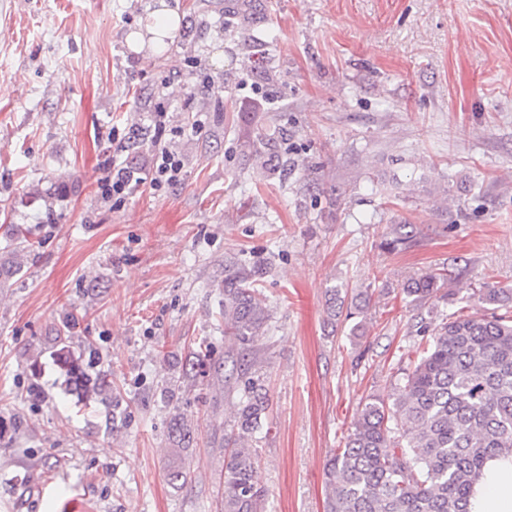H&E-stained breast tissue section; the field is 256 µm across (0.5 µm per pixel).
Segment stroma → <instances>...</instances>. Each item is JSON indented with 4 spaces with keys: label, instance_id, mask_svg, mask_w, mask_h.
I'll use <instances>...</instances> for the list:
<instances>
[{
    "label": "stroma",
    "instance_id": "1",
    "mask_svg": "<svg viewBox=\"0 0 512 512\" xmlns=\"http://www.w3.org/2000/svg\"><path fill=\"white\" fill-rule=\"evenodd\" d=\"M164 8L179 33L134 51ZM193 61L222 96L194 93ZM156 95L184 179L111 205L105 155L147 173ZM261 135L278 169L249 150ZM11 224L36 247L0 285V512H219L224 387L248 375L269 398L266 512H325V465L417 361L420 321L512 288V0H0V248ZM399 224L413 241L391 253ZM229 257L261 269L270 313L234 353ZM429 267L460 290L423 315L401 287ZM334 289L369 291L361 335L329 315ZM65 344L112 381L89 409Z\"/></svg>",
    "mask_w": 512,
    "mask_h": 512
}]
</instances>
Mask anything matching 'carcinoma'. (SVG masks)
Wrapping results in <instances>:
<instances>
[{"label": "carcinoma", "mask_w": 512, "mask_h": 512, "mask_svg": "<svg viewBox=\"0 0 512 512\" xmlns=\"http://www.w3.org/2000/svg\"><path fill=\"white\" fill-rule=\"evenodd\" d=\"M406 225L384 242L404 249ZM15 248L0 256V279L20 271V250L34 247L27 229H7ZM259 272L231 262L224 268V341L246 348L262 336L268 307L254 287ZM443 269L429 268L401 288L415 308L448 298ZM479 300L512 303V288L486 283ZM420 358L404 372L388 398L370 396L326 464V512H471L474 486L492 459L512 456V316H452L422 336ZM79 386L78 403L89 405L110 382L86 374L78 360L61 364ZM240 395L235 429L224 438V499L221 512H265V490L254 447L269 406L267 392L248 377ZM172 434L190 444L193 429L179 409Z\"/></svg>", "instance_id": "obj_1"}]
</instances>
